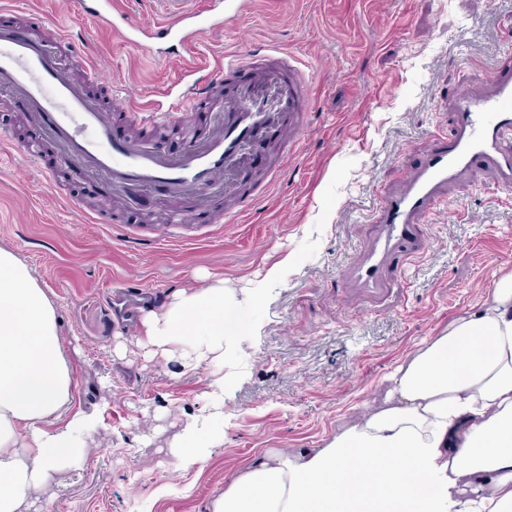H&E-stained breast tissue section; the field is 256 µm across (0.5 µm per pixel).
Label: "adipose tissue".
<instances>
[{
	"mask_svg": "<svg viewBox=\"0 0 512 512\" xmlns=\"http://www.w3.org/2000/svg\"><path fill=\"white\" fill-rule=\"evenodd\" d=\"M250 326L235 289L182 288L141 321L150 355L216 374L224 341ZM55 307L31 268L0 246V512L77 461L98 414L75 407ZM224 433L188 422L171 454L197 466ZM207 512H512V270L400 364L382 398L318 449H269L224 483Z\"/></svg>",
	"mask_w": 512,
	"mask_h": 512,
	"instance_id": "obj_1",
	"label": "adipose tissue"
}]
</instances>
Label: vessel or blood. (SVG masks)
I'll use <instances>...</instances> for the list:
<instances>
[{
	"mask_svg": "<svg viewBox=\"0 0 512 512\" xmlns=\"http://www.w3.org/2000/svg\"><path fill=\"white\" fill-rule=\"evenodd\" d=\"M253 7L254 0H207L206 6L180 11L170 23L147 28L118 23L112 0H90V15L115 38L158 61L178 64L186 76L179 93L150 105H128L126 116L134 131L124 137L113 134L111 113L87 92V81L100 77L89 55L75 51L85 78L72 79L55 52L59 46L71 47L66 34L42 21L1 22L0 89L27 106L33 125L28 156L36 157L38 142L48 137L56 143L61 163L104 177L122 197L163 189L166 222L176 228L191 224V203L222 182L225 207L211 221L236 223L274 182L269 175L250 193H240L255 156L272 142L284 145L286 155L296 154L313 107L293 54L268 49L244 62L225 58L210 70L188 54V47L205 33L250 14ZM227 75L235 83L223 107L210 113L205 130L191 133L181 153L162 151L159 135L191 124L196 107L215 97ZM490 78L494 92L459 95L451 135L438 138L405 184L381 198L373 239L346 267L347 287L361 294L388 287L399 264L424 247L423 220L448 185L490 167L502 186L512 187V76L496 71Z\"/></svg>",
	"mask_w": 512,
	"mask_h": 512,
	"instance_id": "1",
	"label": "vessel or blood"
}]
</instances>
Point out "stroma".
I'll return each instance as SVG.
<instances>
[{"label":"stroma","mask_w":512,"mask_h":512,"mask_svg":"<svg viewBox=\"0 0 512 512\" xmlns=\"http://www.w3.org/2000/svg\"><path fill=\"white\" fill-rule=\"evenodd\" d=\"M0 3L91 45L106 111L161 98L181 78L177 65L99 28L80 0ZM269 47L302 61L313 111L299 154L242 222L166 227L156 190L121 202L118 223L96 224L52 198L43 167L53 143L35 161L0 156V245L54 302L75 403L100 417L52 493L29 491L28 512H205L262 449L323 447L512 269V189L497 188L487 168L446 188L424 220L428 248L387 291L363 297L344 285L347 262L372 236V208L453 130L454 99L489 91L475 73L512 68V0H255L193 53L210 64ZM203 274L265 287L266 300L243 307L256 328L224 359V443L186 471L170 447L188 420L211 412L212 371L148 356L140 317L124 321L112 292L147 288L161 302Z\"/></svg>","instance_id":"obj_1"}]
</instances>
